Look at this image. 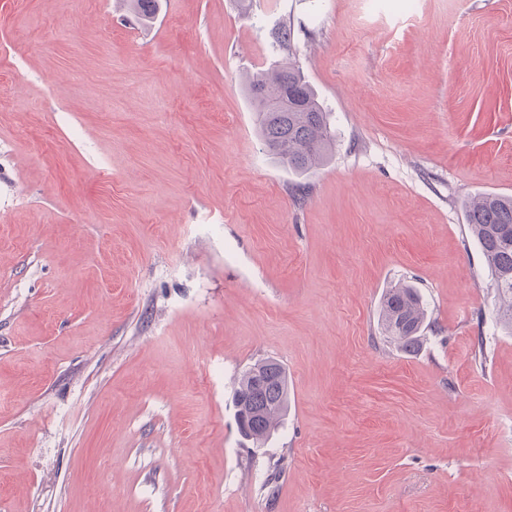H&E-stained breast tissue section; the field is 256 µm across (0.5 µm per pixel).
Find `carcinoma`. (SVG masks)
Instances as JSON below:
<instances>
[{
    "label": "carcinoma",
    "mask_w": 512,
    "mask_h": 512,
    "mask_svg": "<svg viewBox=\"0 0 512 512\" xmlns=\"http://www.w3.org/2000/svg\"><path fill=\"white\" fill-rule=\"evenodd\" d=\"M140 20L153 19L157 0H131ZM246 92L269 154L299 174L319 168L332 149L329 113L325 112L299 68L288 65L261 71ZM468 229L490 271L495 316L512 333V197L479 193L464 206ZM428 310L415 288L399 283L382 297L379 325L388 342L409 350L419 343ZM235 407L251 417L248 437L265 444L288 410V378L272 359L257 361L234 379Z\"/></svg>",
    "instance_id": "carcinoma-1"
}]
</instances>
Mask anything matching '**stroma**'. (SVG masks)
Masks as SVG:
<instances>
[{
  "mask_svg": "<svg viewBox=\"0 0 512 512\" xmlns=\"http://www.w3.org/2000/svg\"><path fill=\"white\" fill-rule=\"evenodd\" d=\"M288 61L335 139L304 176L245 91ZM478 192L512 196V0H0V512H512ZM268 357L250 450L232 381ZM428 310L415 288L399 283L382 297L379 325L388 342L410 350L418 344L428 323ZM235 407L251 418L248 437L260 448L278 429L288 410V378L275 360L257 361L234 379Z\"/></svg>",
  "mask_w": 512,
  "mask_h": 512,
  "instance_id": "obj_1",
  "label": "stroma"
}]
</instances>
